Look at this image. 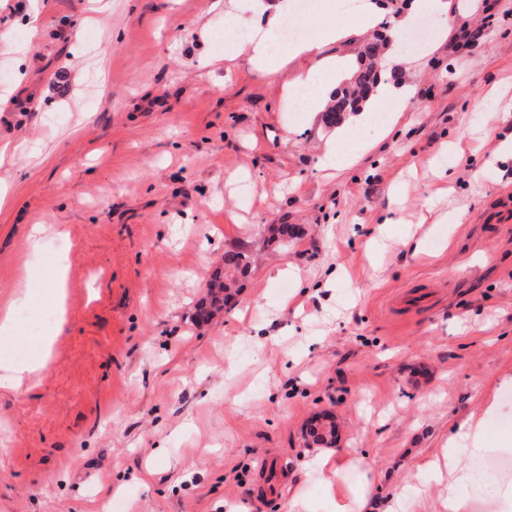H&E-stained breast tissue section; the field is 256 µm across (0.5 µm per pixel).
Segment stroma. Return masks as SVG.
Instances as JSON below:
<instances>
[{
  "label": "stroma",
  "instance_id": "35a3bbf8",
  "mask_svg": "<svg viewBox=\"0 0 512 512\" xmlns=\"http://www.w3.org/2000/svg\"><path fill=\"white\" fill-rule=\"evenodd\" d=\"M15 2L0 8V312L22 289L32 303L0 361L28 356L57 277L66 299L46 368L0 388V512H289L292 486L334 512L305 475L320 412L354 461L350 494L433 512L441 489L417 465L487 397L493 446L512 443V161L494 158L512 135V0H319L307 31L348 29L337 54L386 23L425 37L387 58L409 111L390 127L383 105L339 170L320 163L336 126L282 92L314 59L274 76L226 58L230 35L268 25L251 0ZM275 224L297 237L271 245ZM236 249L252 271L235 305L197 321Z\"/></svg>",
  "mask_w": 512,
  "mask_h": 512
}]
</instances>
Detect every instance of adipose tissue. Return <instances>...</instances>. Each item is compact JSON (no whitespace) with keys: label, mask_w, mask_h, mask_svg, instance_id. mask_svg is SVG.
I'll use <instances>...</instances> for the list:
<instances>
[{"label":"adipose tissue","mask_w":512,"mask_h":512,"mask_svg":"<svg viewBox=\"0 0 512 512\" xmlns=\"http://www.w3.org/2000/svg\"><path fill=\"white\" fill-rule=\"evenodd\" d=\"M273 34V28L269 27L261 38L230 44V57L247 58L260 71L270 75L279 74L287 65L289 55L272 51ZM345 36V30L328 26L313 37L297 43L292 50L291 55L315 58L318 71L330 76L329 81L322 84L315 83L309 75L285 84L284 92L289 96L295 90H306L304 110L308 117H315L317 112L326 109L334 82L346 80L352 71L351 58L323 52L324 46L344 39ZM388 100L395 101L398 111L401 112L407 111L411 105L408 95L396 93L392 81L384 76L361 111L351 116L345 124L342 137H353L355 130L369 121L371 113ZM58 331V326L54 325L37 336V347L26 360L0 366V387H19L25 379L40 370L47 361L51 338ZM496 407V402L492 401L486 403L480 412L470 414L458 431L448 438L443 448L424 459L419 466L421 472L429 474L436 481H447L448 495L443 502L444 512H480L484 507L491 508L492 512H512V480H506L496 471L478 470L474 467L475 462L486 460L495 453L494 448L489 445V419ZM349 465L348 459L322 454L314 459L309 472L330 497L336 512H371L367 494L346 497L337 482L339 472ZM478 482L490 488L491 497L488 501L482 502L467 495V488Z\"/></svg>","instance_id":"ef3b65f1"}]
</instances>
